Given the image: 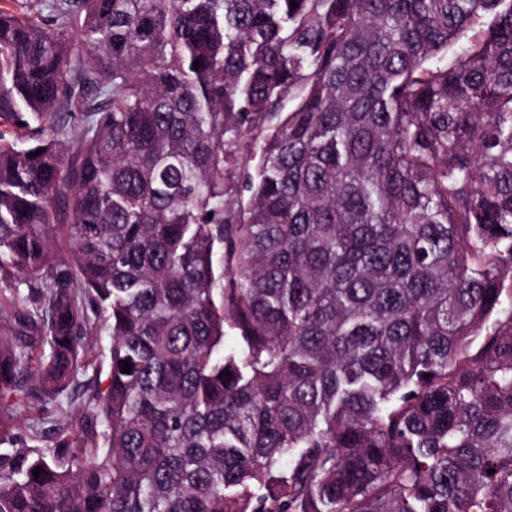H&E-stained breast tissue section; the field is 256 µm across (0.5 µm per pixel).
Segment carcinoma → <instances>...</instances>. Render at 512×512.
Returning <instances> with one entry per match:
<instances>
[{"mask_svg":"<svg viewBox=\"0 0 512 512\" xmlns=\"http://www.w3.org/2000/svg\"><path fill=\"white\" fill-rule=\"evenodd\" d=\"M49 8L0 9V401L93 316L109 383L0 417V512H512V0ZM27 281L28 275L17 273L14 282L20 284L18 292L5 288L2 293L0 292V303L2 300L3 304V313L0 310V334L2 335L15 327L16 313L33 309L28 298V288L25 285ZM84 343L90 351L86 360L88 370L78 375L74 384L60 397L57 406L37 409L33 400L23 392H17L2 405L0 402V414L11 420L18 440L35 434L41 446H53L59 427L64 425L81 432L92 390L97 388L104 392L108 386L107 356L112 338L101 324L91 323Z\"/></svg>","mask_w":512,"mask_h":512,"instance_id":"obj_1","label":"carcinoma"}]
</instances>
